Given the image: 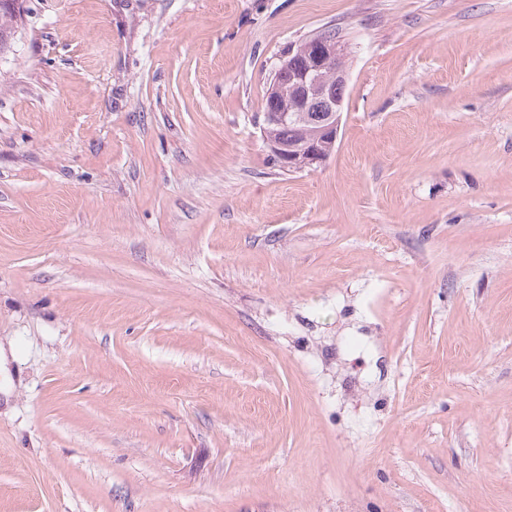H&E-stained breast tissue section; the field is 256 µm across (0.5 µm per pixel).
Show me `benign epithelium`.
Here are the masks:
<instances>
[{
  "label": "benign epithelium",
  "mask_w": 512,
  "mask_h": 512,
  "mask_svg": "<svg viewBox=\"0 0 512 512\" xmlns=\"http://www.w3.org/2000/svg\"><path fill=\"white\" fill-rule=\"evenodd\" d=\"M347 52L337 38L317 35L288 53L264 97L262 126L300 128L303 145L264 136L268 156L283 172L319 167L338 140L349 82Z\"/></svg>",
  "instance_id": "7a95c632"
}]
</instances>
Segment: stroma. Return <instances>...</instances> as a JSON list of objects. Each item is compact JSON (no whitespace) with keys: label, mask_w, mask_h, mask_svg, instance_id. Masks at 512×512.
<instances>
[{"label":"stroma","mask_w":512,"mask_h":512,"mask_svg":"<svg viewBox=\"0 0 512 512\" xmlns=\"http://www.w3.org/2000/svg\"><path fill=\"white\" fill-rule=\"evenodd\" d=\"M0 52V512H512V0H24ZM335 29L336 148L269 163ZM346 57L336 37L321 34L309 39L298 53H288L275 70L264 97L262 131L265 126H282L270 128L269 135L284 141L264 132L268 156L281 171L319 167L331 156L349 82ZM286 84L288 99L282 93ZM288 127L303 131L302 146L285 142L297 136Z\"/></svg>","instance_id":"1"}]
</instances>
